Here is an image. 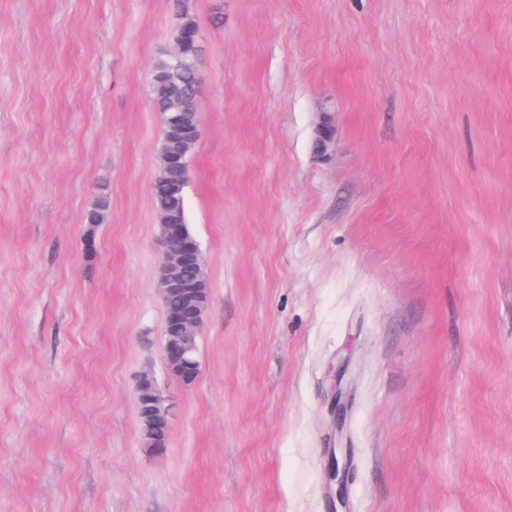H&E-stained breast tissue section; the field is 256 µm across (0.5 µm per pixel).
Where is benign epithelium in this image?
Listing matches in <instances>:
<instances>
[{
	"label": "benign epithelium",
	"mask_w": 512,
	"mask_h": 512,
	"mask_svg": "<svg viewBox=\"0 0 512 512\" xmlns=\"http://www.w3.org/2000/svg\"><path fill=\"white\" fill-rule=\"evenodd\" d=\"M203 41L199 29L180 30L175 35L172 58L186 56L187 50L199 51ZM199 120L191 121L179 112L167 117L165 142L159 152V168L174 172L181 169L199 140ZM158 242L162 260L157 270L155 288L166 304L177 306L166 311L162 333L164 357L169 374L185 387L199 376L195 340L199 336L210 302L206 264L199 244L188 234L185 225L175 224L158 212ZM150 405L138 414L145 434L152 437L170 427L171 405L161 395L153 375L144 372L135 388L136 405L143 400Z\"/></svg>",
	"instance_id": "obj_1"
}]
</instances>
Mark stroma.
Here are the masks:
<instances>
[{"mask_svg": "<svg viewBox=\"0 0 512 512\" xmlns=\"http://www.w3.org/2000/svg\"><path fill=\"white\" fill-rule=\"evenodd\" d=\"M187 4L188 388L151 194L173 2L0 0V512H333L334 447L343 512H512V0ZM186 188H174L172 180L164 178L161 171L152 183L156 207L175 213L180 222L175 224L168 215L157 211L162 260L155 288L163 305L177 302L175 308L165 311L162 327L164 357L169 374L189 387L200 373L195 340L198 345L199 337H196L200 334L209 306L210 288L201 248L187 232L188 229L195 237L188 224ZM187 269H193V274L188 276ZM134 393L139 424L142 423L145 434L152 437L160 429L168 428L169 430L171 405L166 404V399L161 395L150 372L140 375ZM144 399H149L151 402L150 405L144 406L140 413L139 405L143 404Z\"/></svg>", "mask_w": 512, "mask_h": 512, "instance_id": "35a3bbf8", "label": "stroma"}]
</instances>
